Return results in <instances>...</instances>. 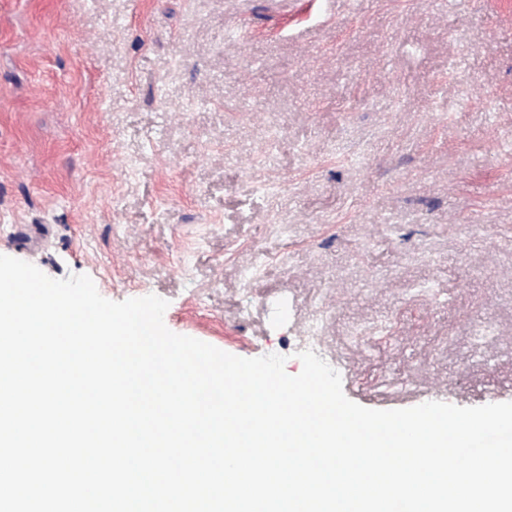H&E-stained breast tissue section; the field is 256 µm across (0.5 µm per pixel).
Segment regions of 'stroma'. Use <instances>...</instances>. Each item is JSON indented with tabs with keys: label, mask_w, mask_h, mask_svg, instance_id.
Instances as JSON below:
<instances>
[{
	"label": "stroma",
	"mask_w": 512,
	"mask_h": 512,
	"mask_svg": "<svg viewBox=\"0 0 512 512\" xmlns=\"http://www.w3.org/2000/svg\"><path fill=\"white\" fill-rule=\"evenodd\" d=\"M0 254L292 376L317 327L367 408L512 401V0H0Z\"/></svg>",
	"instance_id": "obj_1"
}]
</instances>
